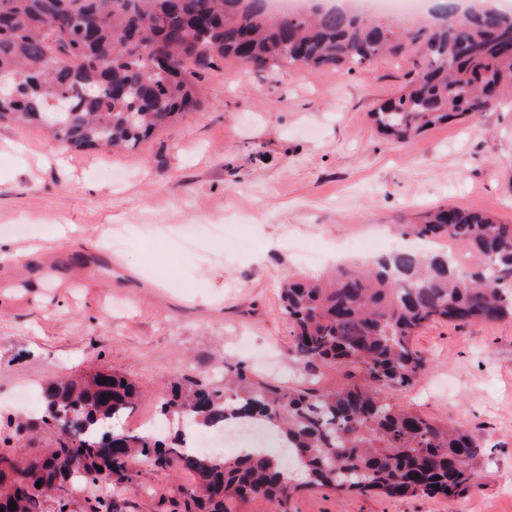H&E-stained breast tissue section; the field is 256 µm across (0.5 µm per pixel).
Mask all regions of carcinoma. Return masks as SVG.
Returning <instances> with one entry per match:
<instances>
[{
    "label": "carcinoma",
    "mask_w": 512,
    "mask_h": 512,
    "mask_svg": "<svg viewBox=\"0 0 512 512\" xmlns=\"http://www.w3.org/2000/svg\"><path fill=\"white\" fill-rule=\"evenodd\" d=\"M265 0H0V122H38L65 146L131 150L156 130L197 110L200 73L233 59L251 69L353 68L415 48L422 62L399 96L372 116L396 143L450 119L489 108L488 90L512 83V12L493 0L449 10L403 31L389 18L337 4L312 13H271ZM401 230L424 242H462L479 258L469 271L447 252L396 250L365 267L320 281H288L281 313L293 328L291 353L305 366L348 367L357 376L333 392L290 391L224 366L227 387L196 376L172 386L158 421L187 430L236 425L274 427L305 479L294 483L286 459L263 451L225 458L185 450L184 433L115 432L137 387L112 372L54 379L42 386L44 413L16 430L55 429L45 451L16 466L0 454V512H42L50 491L57 512L85 493L89 512H115L111 490L135 481L132 462L193 475L196 489L173 512H232L263 499L286 509L291 494L452 499L478 485L477 438L400 408L380 388L413 386L425 359L413 338L438 320L468 325L512 318V224L455 206ZM69 419L51 424L56 411ZM103 471H98V468ZM16 502V510L9 502Z\"/></svg>",
    "instance_id": "1"
}]
</instances>
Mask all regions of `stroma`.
Masks as SVG:
<instances>
[{
    "label": "stroma",
    "instance_id": "obj_1",
    "mask_svg": "<svg viewBox=\"0 0 512 512\" xmlns=\"http://www.w3.org/2000/svg\"><path fill=\"white\" fill-rule=\"evenodd\" d=\"M418 61L267 73L227 60L202 75L197 111L128 152L65 151L42 126L0 124V239L29 224L27 242L41 247L0 264V412L20 389L96 369L143 391L120 430L156 415L181 374L223 384L228 362L290 387L350 382L352 369L290 357L288 277L350 264L347 239L443 205L512 222V85L478 117L403 144L373 122ZM197 224L223 225V240L177 247ZM414 346L426 367L390 396L478 438L479 487L452 501L302 489L287 512H512V320L438 321ZM134 468V484L112 493L116 512H171L195 485L181 471Z\"/></svg>",
    "mask_w": 512,
    "mask_h": 512
}]
</instances>
